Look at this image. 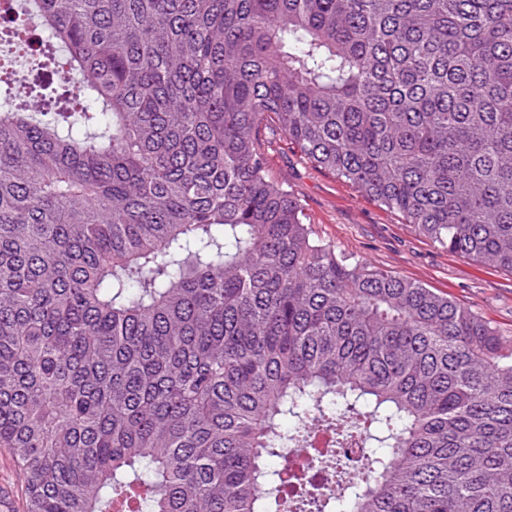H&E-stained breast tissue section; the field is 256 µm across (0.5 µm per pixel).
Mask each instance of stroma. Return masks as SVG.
Instances as JSON below:
<instances>
[{
    "instance_id": "stroma-1",
    "label": "stroma",
    "mask_w": 512,
    "mask_h": 512,
    "mask_svg": "<svg viewBox=\"0 0 512 512\" xmlns=\"http://www.w3.org/2000/svg\"><path fill=\"white\" fill-rule=\"evenodd\" d=\"M272 174L305 206L316 236L337 251L448 294L512 334V272L453 254L394 212L313 169L278 137ZM24 483L10 449L0 448V512H24Z\"/></svg>"
}]
</instances>
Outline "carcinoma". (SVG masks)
Instances as JSON below:
<instances>
[{"label": "carcinoma", "mask_w": 512, "mask_h": 512, "mask_svg": "<svg viewBox=\"0 0 512 512\" xmlns=\"http://www.w3.org/2000/svg\"><path fill=\"white\" fill-rule=\"evenodd\" d=\"M65 112L0 94V448L25 512H512V335L315 237L267 156L512 272V0H15ZM293 422L290 429L285 421Z\"/></svg>", "instance_id": "carcinoma-1"}]
</instances>
